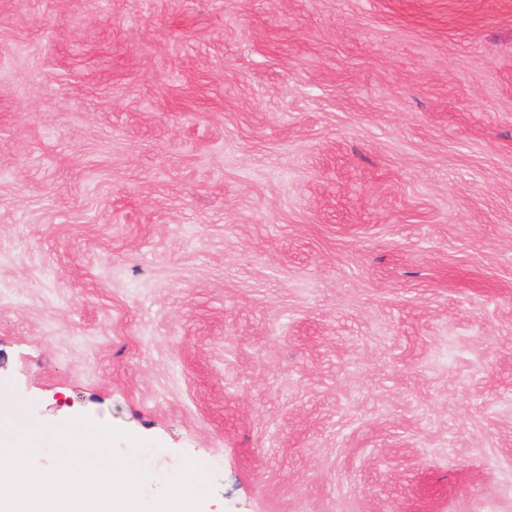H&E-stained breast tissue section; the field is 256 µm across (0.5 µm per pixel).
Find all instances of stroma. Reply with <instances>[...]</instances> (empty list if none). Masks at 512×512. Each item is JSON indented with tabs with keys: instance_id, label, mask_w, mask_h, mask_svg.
I'll return each mask as SVG.
<instances>
[{
	"instance_id": "1",
	"label": "stroma",
	"mask_w": 512,
	"mask_h": 512,
	"mask_svg": "<svg viewBox=\"0 0 512 512\" xmlns=\"http://www.w3.org/2000/svg\"><path fill=\"white\" fill-rule=\"evenodd\" d=\"M200 512H512V0H0V395Z\"/></svg>"
}]
</instances>
